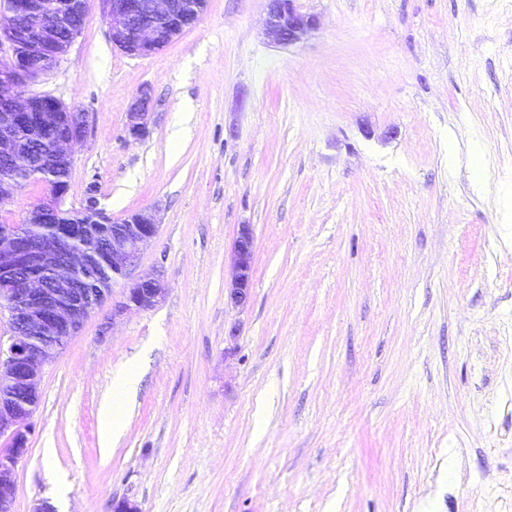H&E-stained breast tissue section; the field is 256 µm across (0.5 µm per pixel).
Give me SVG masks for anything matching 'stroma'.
I'll list each match as a JSON object with an SVG mask.
<instances>
[{
    "label": "stroma",
    "mask_w": 512,
    "mask_h": 512,
    "mask_svg": "<svg viewBox=\"0 0 512 512\" xmlns=\"http://www.w3.org/2000/svg\"><path fill=\"white\" fill-rule=\"evenodd\" d=\"M296 4L320 26L294 45L265 0H208L131 57L88 0L37 84L88 114L64 208L92 188L112 220L155 213L138 271L168 290L104 302L44 365L14 512H512V0ZM49 194L30 181L0 224ZM150 95L147 89H142L131 103L128 116V131L134 138L144 135L149 115ZM254 233L252 225H239L231 254V288L229 298L243 305L250 293L253 267ZM138 383L139 378L131 364L123 366L114 374L113 398L107 400L103 407V411L106 415H112L113 434L117 435L120 432L118 423L124 411V404L132 392L136 390ZM116 397L120 398L121 407L117 406Z\"/></svg>",
    "instance_id": "obj_1"
}]
</instances>
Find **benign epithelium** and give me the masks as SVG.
Instances as JSON below:
<instances>
[{
	"instance_id": "7a95c632",
	"label": "benign epithelium",
	"mask_w": 512,
	"mask_h": 512,
	"mask_svg": "<svg viewBox=\"0 0 512 512\" xmlns=\"http://www.w3.org/2000/svg\"><path fill=\"white\" fill-rule=\"evenodd\" d=\"M112 44L133 57H146L174 39L206 5V0H103ZM9 16L0 25V202L20 189L18 175L32 171L30 154L18 132L25 128L51 134L48 167L72 169L73 149L87 133V113L56 97L26 93L22 87L51 72L80 31L72 19L87 13L86 0H5ZM265 34L273 42H301L319 26V18L303 13L295 0H267ZM150 95L143 89L131 103L128 131L144 135ZM65 192L54 190L28 212L22 224L0 225V311L9 314L7 347L0 346V436L12 448L0 456V512H12L13 473L27 453L29 420L40 402L43 366L79 332L84 321L112 293L103 287L130 280L112 316L145 311L158 305L167 285L162 275L132 278L143 248L154 239L159 223L154 213L133 212L112 221L90 196L77 211L60 207ZM252 225L241 224L231 254L229 298L244 304L250 293L253 267ZM85 272L92 282L76 287Z\"/></svg>"
}]
</instances>
